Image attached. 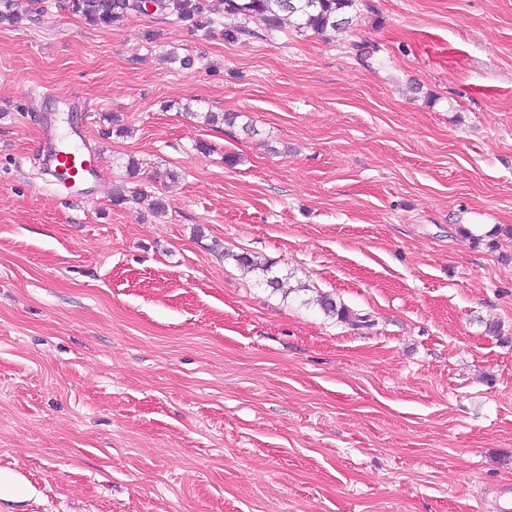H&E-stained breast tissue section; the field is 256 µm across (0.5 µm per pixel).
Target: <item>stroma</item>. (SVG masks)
<instances>
[{"instance_id":"obj_1","label":"stroma","mask_w":512,"mask_h":512,"mask_svg":"<svg viewBox=\"0 0 512 512\" xmlns=\"http://www.w3.org/2000/svg\"><path fill=\"white\" fill-rule=\"evenodd\" d=\"M369 2L329 37L0 26V470L33 491L0 512H512V0ZM77 131L82 197L38 151ZM235 260L241 267L246 269L248 272L254 273L255 275H259L263 283H265L268 287L272 288L273 290L283 291L285 295L292 292L288 291L290 290V288L284 290L283 278L274 275L271 270V267L255 262L250 257L244 254L236 256ZM319 298L316 299L317 304L320 305V307L329 313L336 314V316L340 317L343 321L350 324L354 328H360L367 326L366 324L368 322L367 317H361L357 316V314H353L348 310L347 308L340 306L337 307L336 303L333 302V300L327 296H318Z\"/></svg>"}]
</instances>
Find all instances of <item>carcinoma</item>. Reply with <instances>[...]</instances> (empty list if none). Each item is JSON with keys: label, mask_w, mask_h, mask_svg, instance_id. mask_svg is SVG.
Returning a JSON list of instances; mask_svg holds the SVG:
<instances>
[{"label": "carcinoma", "mask_w": 512, "mask_h": 512, "mask_svg": "<svg viewBox=\"0 0 512 512\" xmlns=\"http://www.w3.org/2000/svg\"><path fill=\"white\" fill-rule=\"evenodd\" d=\"M156 11L170 14L180 23L210 39L217 35L229 40L251 35L242 28L218 29L216 15H259L266 22L267 30L279 31L288 27L299 35L312 32L317 35L343 32L352 22V13L360 11L367 0H155ZM63 7L97 28H110L129 12H141L142 0H63ZM15 0H0V25L16 27L22 24ZM241 114L237 112H207L203 116L207 126H233ZM136 200L148 202L157 214L167 211L166 200L161 196L135 191ZM238 264L247 271L259 275L263 283L275 291L284 290L283 278L273 274L271 267L258 263L246 255L236 256ZM320 307L350 324L354 328L366 326L368 318L357 316L347 308L337 306L327 296L317 299Z\"/></svg>", "instance_id": "obj_1"}]
</instances>
